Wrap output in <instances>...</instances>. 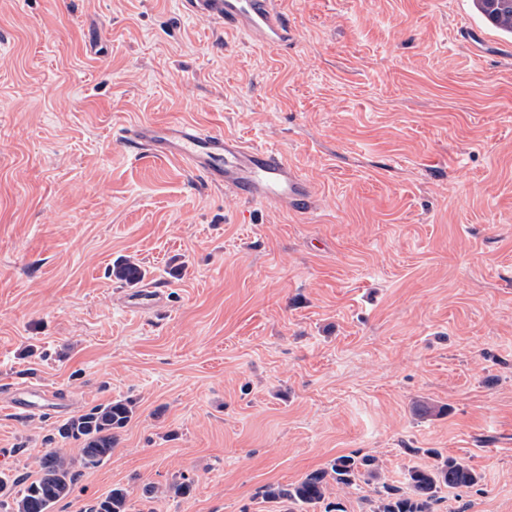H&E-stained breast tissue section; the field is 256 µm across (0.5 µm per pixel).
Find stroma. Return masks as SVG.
Returning <instances> with one entry per match:
<instances>
[{
    "instance_id": "obj_1",
    "label": "stroma",
    "mask_w": 512,
    "mask_h": 512,
    "mask_svg": "<svg viewBox=\"0 0 512 512\" xmlns=\"http://www.w3.org/2000/svg\"><path fill=\"white\" fill-rule=\"evenodd\" d=\"M284 8L271 50L179 0H0V473L135 406L53 512L115 487L132 512H275L261 487L351 454L380 474L329 484L345 512L440 455L481 479L435 512H512V41L469 0ZM147 121L285 152L316 207L135 158L119 131ZM120 259L162 285L149 311Z\"/></svg>"
}]
</instances>
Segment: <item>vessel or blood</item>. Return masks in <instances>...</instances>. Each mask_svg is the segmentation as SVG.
<instances>
[{
    "mask_svg": "<svg viewBox=\"0 0 512 512\" xmlns=\"http://www.w3.org/2000/svg\"><path fill=\"white\" fill-rule=\"evenodd\" d=\"M194 19L242 30L264 48L287 44L290 25L281 0H181ZM125 144L155 157L183 162L207 184L248 202H268L294 213L314 207V191L287 156L193 123L140 122L127 126Z\"/></svg>",
    "mask_w": 512,
    "mask_h": 512,
    "instance_id": "1",
    "label": "vessel or blood"
}]
</instances>
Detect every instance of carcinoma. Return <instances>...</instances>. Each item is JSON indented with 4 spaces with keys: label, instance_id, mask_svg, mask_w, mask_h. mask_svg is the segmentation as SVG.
Instances as JSON below:
<instances>
[{
    "label": "carcinoma",
    "instance_id": "obj_1",
    "mask_svg": "<svg viewBox=\"0 0 512 512\" xmlns=\"http://www.w3.org/2000/svg\"><path fill=\"white\" fill-rule=\"evenodd\" d=\"M475 12L494 30L512 40V0H472ZM115 276L129 284L144 278L141 267L128 260L114 266ZM133 416L132 402L114 400L91 407L56 428L62 439L81 441L77 457H70L58 449L46 452L38 461L37 477L21 487L19 481L0 474V508L3 497H13L10 512H51L52 507L68 497L83 471L94 469L112 456L118 430L124 428ZM427 453L437 457V463L428 468L412 466L406 474L411 493L388 484L375 493L373 512H433V505L441 487L462 488L475 485L481 476L469 466L454 459H441L433 449ZM377 476L376 459L365 456L356 459L349 455L336 457L328 469L307 473L292 485H268L261 495L269 503L287 502L289 512H311L324 505V512H345L341 503L326 502L329 481L351 486L358 476ZM90 512H130L129 494L122 487L112 489L100 498Z\"/></svg>",
    "mask_w": 512,
    "mask_h": 512
}]
</instances>
